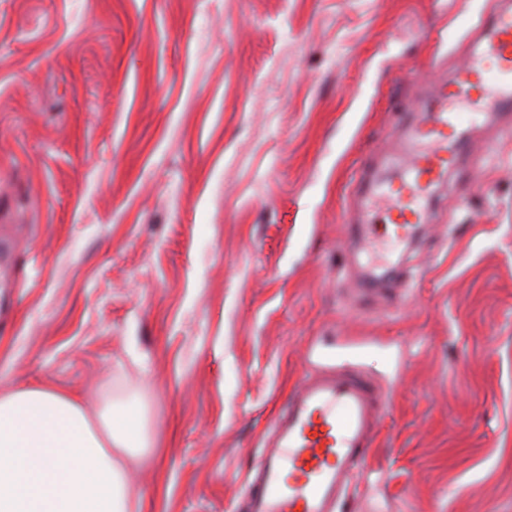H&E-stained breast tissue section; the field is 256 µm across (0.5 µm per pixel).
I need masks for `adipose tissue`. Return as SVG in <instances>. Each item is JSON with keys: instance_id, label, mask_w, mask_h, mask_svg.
I'll return each mask as SVG.
<instances>
[{"instance_id": "ef3b65f1", "label": "adipose tissue", "mask_w": 512, "mask_h": 512, "mask_svg": "<svg viewBox=\"0 0 512 512\" xmlns=\"http://www.w3.org/2000/svg\"><path fill=\"white\" fill-rule=\"evenodd\" d=\"M155 445L123 400L92 416L54 388L0 390V512H142L130 486Z\"/></svg>"}]
</instances>
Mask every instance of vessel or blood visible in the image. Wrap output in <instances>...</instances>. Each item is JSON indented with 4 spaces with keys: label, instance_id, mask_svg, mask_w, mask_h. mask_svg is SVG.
Masks as SVG:
<instances>
[{
    "label": "vessel or blood",
    "instance_id": "1",
    "mask_svg": "<svg viewBox=\"0 0 512 512\" xmlns=\"http://www.w3.org/2000/svg\"><path fill=\"white\" fill-rule=\"evenodd\" d=\"M484 36L451 80L435 86L405 133L399 175L372 180L368 219L353 237L401 243L430 219L428 203L460 163L477 165L466 131L479 116L512 112V10L481 20ZM385 395L359 372L306 375L289 394L250 481L247 512H345L348 482L377 433Z\"/></svg>",
    "mask_w": 512,
    "mask_h": 512
}]
</instances>
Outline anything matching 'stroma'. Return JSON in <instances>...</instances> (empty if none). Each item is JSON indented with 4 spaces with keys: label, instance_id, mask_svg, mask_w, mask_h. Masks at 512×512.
<instances>
[{
    "label": "stroma",
    "instance_id": "obj_1",
    "mask_svg": "<svg viewBox=\"0 0 512 512\" xmlns=\"http://www.w3.org/2000/svg\"><path fill=\"white\" fill-rule=\"evenodd\" d=\"M499 2L0 0V385L137 395L144 512H246L297 379L354 366L355 512H512V136L413 243L347 231Z\"/></svg>",
    "mask_w": 512,
    "mask_h": 512
}]
</instances>
